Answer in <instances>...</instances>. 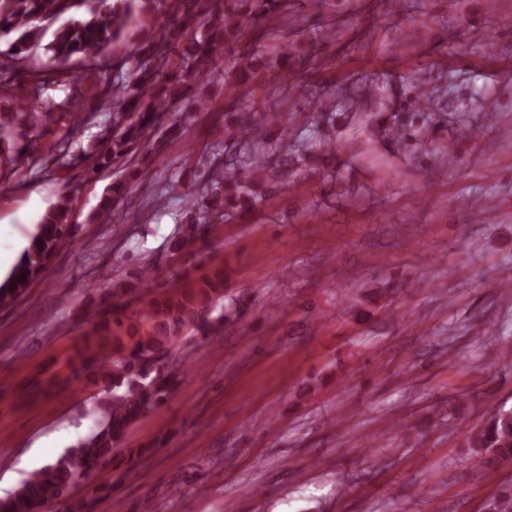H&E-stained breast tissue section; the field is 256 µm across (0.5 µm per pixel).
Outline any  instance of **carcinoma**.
Listing matches in <instances>:
<instances>
[{
	"label": "carcinoma",
	"mask_w": 512,
	"mask_h": 512,
	"mask_svg": "<svg viewBox=\"0 0 512 512\" xmlns=\"http://www.w3.org/2000/svg\"><path fill=\"white\" fill-rule=\"evenodd\" d=\"M162 0H0V32L18 33L9 49L0 52V75L16 74L15 66L29 51L32 38L43 22L55 20L72 10L86 8V16L58 28L45 45L51 62L48 69L32 75L29 97L16 101L15 111L0 113V145L13 144L15 155L6 158L12 171H21L34 152V133L51 121L76 123L70 108L82 96L80 80L61 66L70 60L95 59L106 54L139 13ZM288 0H173L177 17L149 33L135 44L126 57L112 61V68L125 73L111 76L102 65L98 99L112 111L113 132L105 151L91 150L77 156L95 173L126 157L132 148L149 139L160 125L169 123L177 131V103L190 96L192 85L203 78L211 62L221 56L224 46L239 45L242 67L235 73V85L247 89L258 77L250 47L243 44L247 26H261L283 14ZM181 51L182 73L165 69L169 55ZM323 114L311 116L312 136L292 143V162L306 164L333 151L331 141L320 133ZM239 138L240 159L228 170L224 163L211 162V191L207 197L190 195L183 236L178 249L206 242L208 225L231 212L252 209L264 196V187L279 176L267 153V119L258 112H237L231 119ZM74 228L67 223L66 209L59 205L42 219L38 233L25 251L9 280L17 292L43 267ZM147 299L128 317L118 318L131 302L108 296V312L116 315L120 332L109 321L95 325V335L85 338L79 353L80 367L71 368L65 382L72 385L85 371L102 381L98 402L102 421L97 431L69 449L54 463L32 473L12 493L0 498V512H39L65 496L69 488L87 477L95 462L112 456L116 443L139 420L147 407L165 402V383L148 378L136 357L158 347L173 344L191 326L204 323L211 308L224 299V270L218 268L199 278L178 294L153 291V281L138 273ZM467 447L485 466L512 460V411H498L466 439ZM487 512H512V487L503 488L486 506Z\"/></svg>",
	"instance_id": "obj_1"
}]
</instances>
